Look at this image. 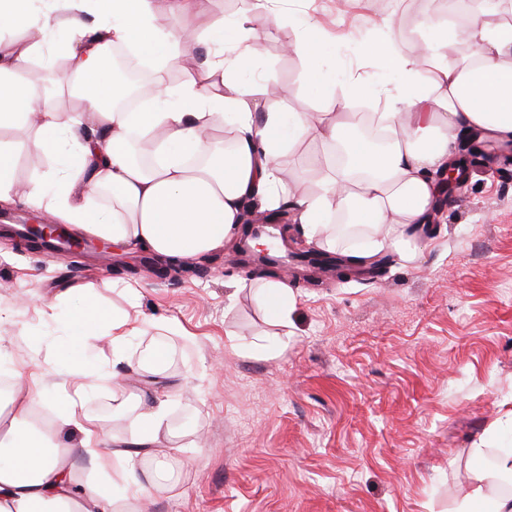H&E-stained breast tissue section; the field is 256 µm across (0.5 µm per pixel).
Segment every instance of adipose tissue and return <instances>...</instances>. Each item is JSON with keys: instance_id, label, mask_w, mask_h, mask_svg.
Masks as SVG:
<instances>
[{"instance_id": "ef3b65f1", "label": "adipose tissue", "mask_w": 512, "mask_h": 512, "mask_svg": "<svg viewBox=\"0 0 512 512\" xmlns=\"http://www.w3.org/2000/svg\"><path fill=\"white\" fill-rule=\"evenodd\" d=\"M269 3L259 0L245 27L208 24L163 34L151 0H51L37 15L30 0H0V32L14 34L0 39V127L34 126L32 145L47 152L67 142L56 177L60 221L176 259L213 252L244 223L247 204H278L284 147L316 138L343 150L347 160L327 167L320 192L296 194L300 224L320 235L328 229V209L352 204L357 222L369 224L373 245L402 254L409 226L428 219L436 173L462 139L512 145V23L497 13L476 11L460 24L429 20L433 37L412 60L389 42L365 45L401 87L379 115L387 131L380 149L358 136L356 114L332 122L321 112L288 113L262 83L228 80V71L254 59L256 38L275 23ZM59 26L77 33L64 52V87L82 102L74 110L19 77L23 63L43 57L47 31ZM118 43L152 63L156 99L144 111L111 103L105 56ZM204 44L210 59L203 78L171 86V70ZM227 121L235 137L232 151L222 155L210 134ZM134 133L152 138L163 159L147 168L129 159L125 146ZM106 190L114 208L91 207V198ZM81 305L69 368L30 383L13 378L8 400L0 402V512H140L139 455L151 457L158 478L166 476L157 451L167 428L163 401L146 390L136 394L137 432L128 443L111 439V419L79 412L90 386L119 383L116 368L128 362L135 333L128 318L111 315L92 297L82 296ZM102 327L112 332L110 372L82 359ZM486 452L483 436L468 448L474 466L455 512H478L487 502L492 512H512V493L498 490L512 476V453L486 468Z\"/></svg>"}]
</instances>
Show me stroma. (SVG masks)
I'll return each instance as SVG.
<instances>
[{
	"instance_id": "35a3bbf8",
	"label": "stroma",
	"mask_w": 512,
	"mask_h": 512,
	"mask_svg": "<svg viewBox=\"0 0 512 512\" xmlns=\"http://www.w3.org/2000/svg\"><path fill=\"white\" fill-rule=\"evenodd\" d=\"M473 0H274L284 17L260 37L240 79L261 77L291 112L375 113L397 82L362 46L389 40L419 56L426 18L468 15ZM322 34V95L306 64L282 50L308 23ZM361 81L376 93L363 97ZM24 127L0 131L16 144L18 184L52 190L60 158L34 149ZM461 192L438 202L434 220L411 238L412 258L329 232L286 235L332 256L385 259L381 275L299 281L293 261L276 267L296 295L288 326H277L256 295V272L216 262L181 279L152 273L151 252L131 245L136 273L99 272L88 259L16 248L0 236V366L51 370L65 363L79 312L75 287L108 310L129 314L136 346L160 345L172 480L147 490L143 512H453L467 491L473 441L505 433L512 410V163L494 140ZM321 141L283 151L287 193L320 190ZM134 295H127V288ZM122 405L114 437L136 430L125 391L91 389L83 411Z\"/></svg>"
}]
</instances>
